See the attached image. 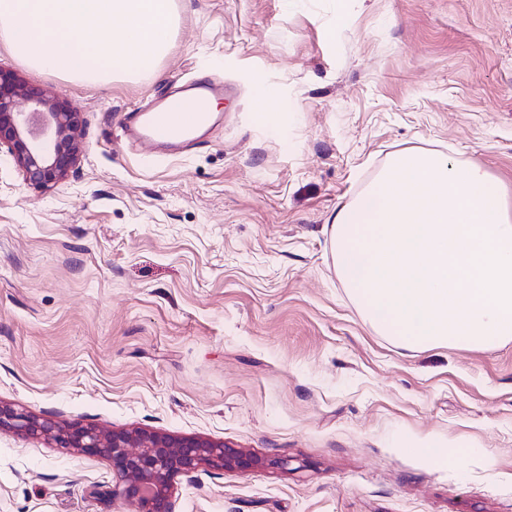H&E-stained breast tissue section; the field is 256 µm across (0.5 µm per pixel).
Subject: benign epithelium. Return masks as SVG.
<instances>
[{
    "label": "benign epithelium",
    "mask_w": 512,
    "mask_h": 512,
    "mask_svg": "<svg viewBox=\"0 0 512 512\" xmlns=\"http://www.w3.org/2000/svg\"><path fill=\"white\" fill-rule=\"evenodd\" d=\"M21 100L28 104L25 111L19 109ZM81 125V113L51 90L35 89L0 67V155L9 158L26 184L45 189L74 172L83 155ZM0 431L106 460L112 468V500L133 503L138 512H173L178 476L262 463L222 442L141 428L104 435L92 425L61 423L1 400Z\"/></svg>",
    "instance_id": "benign-epithelium-1"
}]
</instances>
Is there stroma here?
<instances>
[{
  "mask_svg": "<svg viewBox=\"0 0 512 512\" xmlns=\"http://www.w3.org/2000/svg\"><path fill=\"white\" fill-rule=\"evenodd\" d=\"M175 7L155 68L104 85L0 43L81 112L84 152L46 191L0 160V400L261 458L177 477L174 512H512V342L398 346L329 246L404 150L479 165L512 203V0ZM197 79L236 90L201 146L128 141V111ZM111 486L101 458L0 433V512H134Z\"/></svg>",
  "mask_w": 512,
  "mask_h": 512,
  "instance_id": "35a3bbf8",
  "label": "stroma"
}]
</instances>
